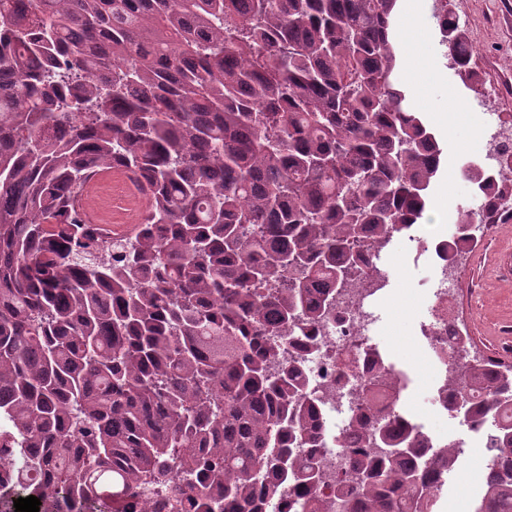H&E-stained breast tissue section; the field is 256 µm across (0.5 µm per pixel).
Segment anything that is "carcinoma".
I'll list each match as a JSON object with an SVG mask.
<instances>
[{"instance_id": "cac0c4a2", "label": "carcinoma", "mask_w": 512, "mask_h": 512, "mask_svg": "<svg viewBox=\"0 0 512 512\" xmlns=\"http://www.w3.org/2000/svg\"><path fill=\"white\" fill-rule=\"evenodd\" d=\"M397 0H0V512H435L459 468L392 399L358 436L336 497L328 448L284 339L300 346L356 274L420 223L443 150L397 78ZM442 44L467 79L456 18ZM118 170L148 197L112 247L78 202ZM479 201L438 258L511 224L504 174L462 170ZM371 234L370 254L355 248ZM294 270L296 276H288ZM448 415L493 447L474 512H512V363L448 364Z\"/></svg>"}]
</instances>
